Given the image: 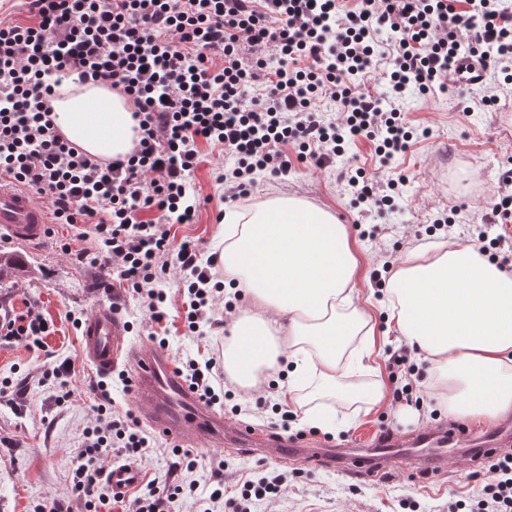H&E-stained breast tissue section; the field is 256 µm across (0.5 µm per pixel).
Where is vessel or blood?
I'll list each match as a JSON object with an SVG mask.
<instances>
[{
	"mask_svg": "<svg viewBox=\"0 0 512 512\" xmlns=\"http://www.w3.org/2000/svg\"><path fill=\"white\" fill-rule=\"evenodd\" d=\"M47 222L44 207L31 191L0 180V233L18 242H34L44 237ZM81 336L83 357L101 373H111L122 362L131 367L132 394L141 422L170 443L193 447L205 442L215 447L252 452L271 445L280 460L304 455L310 462L327 467L335 466L341 458L340 452L329 448L306 453L307 443L301 438L262 436L245 426L226 428L223 415L201 401L178 375L165 349L128 345L124 324L110 308L94 309L81 325ZM466 442L471 445L473 460L496 454L512 446V423L500 424L495 432L475 443L469 442L467 432L456 424L434 433L416 435L409 442L410 447L417 450L412 464L430 474L437 472L441 464L440 449ZM371 446V455L351 458L347 464L348 470L357 477L390 471L395 446L391 433L378 434ZM107 478L113 493L122 494L140 483L141 473L131 466L115 465L109 469Z\"/></svg>",
	"mask_w": 512,
	"mask_h": 512,
	"instance_id": "vessel-or-blood-1",
	"label": "vessel or blood"
}]
</instances>
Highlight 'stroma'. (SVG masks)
I'll use <instances>...</instances> for the list:
<instances>
[{
    "label": "stroma",
    "mask_w": 512,
    "mask_h": 512,
    "mask_svg": "<svg viewBox=\"0 0 512 512\" xmlns=\"http://www.w3.org/2000/svg\"><path fill=\"white\" fill-rule=\"evenodd\" d=\"M399 108L409 125L429 127L430 136L414 139L405 152L384 165L375 158L368 140L358 141L347 151L351 164L367 170L377 193H388L392 180L407 176L393 208L360 212L350 203L335 169L306 164L281 178L257 175L248 197L231 199L212 174L213 168L223 163V155L202 143L198 146L200 162L190 177L196 217L190 224H172L175 241H198L202 246L199 259L207 261L216 252L222 227L219 211L275 196H301L332 210L347 224L351 238L358 240L360 293L365 296L372 286L371 271L384 262H398L407 246L436 239L467 241L474 224L491 225L493 234L512 238V222H496L487 207L504 190L499 181L501 171L512 167V91L498 89L492 79L477 90L460 86L426 94L414 88ZM448 214L454 219L449 231L430 232V225ZM81 235L91 240L95 231L87 227L78 232L70 225L56 224L43 239L18 245L29 267L26 282L20 288H0V307L20 314L34 312L50 325L41 345L0 344V512H40V505L50 499L63 503L70 512H85L73 490L72 471L84 448L85 433L96 423L98 386L107 385L119 409L134 407L131 393L121 384L125 365L104 375L85 361L80 325L95 308L116 304L132 346L151 345V327L140 295L124 291L113 296L100 288L98 270L62 253V242ZM181 279V273L174 270L157 284L166 295L167 352L176 363L186 358L222 357L228 337L223 303H216L213 311L220 327L204 328L199 336L186 333ZM64 363L69 364L70 374L61 379L51 377V370ZM286 385L283 374H275L265 394L269 406L259 411L254 395L224 382L225 420L274 432L276 416L270 406ZM336 417L338 424L329 431L312 430L298 417L292 429L349 449L365 447L371 436L384 428L405 439L452 421L446 406L431 398L425 399L419 410L389 399L373 409L360 401L344 403L337 405ZM192 453L198 467L189 472L171 445L158 438L137 464L146 481L184 485L197 481L194 497L181 500V512H204L211 484L223 483L225 497L231 498L238 494L246 476L261 477L270 470L286 473L288 484L275 498L256 502L251 512H475L482 487L473 476L469 455L460 448L443 449L442 475L409 476L407 455L402 452L395 470L373 478H359L335 468L285 464L271 454L229 453L204 445L193 448Z\"/></svg>",
    "instance_id": "1"
}]
</instances>
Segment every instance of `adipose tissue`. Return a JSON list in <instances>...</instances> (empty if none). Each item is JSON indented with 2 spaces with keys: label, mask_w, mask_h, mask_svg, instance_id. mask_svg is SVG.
Wrapping results in <instances>:
<instances>
[{
  "label": "adipose tissue",
  "mask_w": 512,
  "mask_h": 512,
  "mask_svg": "<svg viewBox=\"0 0 512 512\" xmlns=\"http://www.w3.org/2000/svg\"><path fill=\"white\" fill-rule=\"evenodd\" d=\"M51 105L64 137L109 160L138 140L132 103L106 82L73 85ZM224 280L251 308L232 315L224 371L248 391L262 389L289 361L285 403L300 386L317 398L378 405L381 384L359 390L377 343H407L430 369L433 396L448 413L478 425L512 412V273L461 241L413 246L387 288L360 299V262L346 225L313 202L276 197L224 215ZM386 311L378 335L373 309Z\"/></svg>",
  "instance_id": "obj_1"
}]
</instances>
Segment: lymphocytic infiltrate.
I'll list each match as a JSON object with an SVG mask.
<instances>
[{
	"instance_id": "lymphocytic-infiltrate-1",
	"label": "lymphocytic infiltrate",
	"mask_w": 512,
	"mask_h": 512,
	"mask_svg": "<svg viewBox=\"0 0 512 512\" xmlns=\"http://www.w3.org/2000/svg\"><path fill=\"white\" fill-rule=\"evenodd\" d=\"M33 20L0 21V178L53 206L55 224H91L94 246L63 252L102 272L101 287L141 293L150 323L162 324L166 296L154 284L170 268L183 274L184 325L199 333L222 291L190 240L173 244L169 217L191 222L186 184L207 144L234 160L216 182L277 177L294 162L337 167L356 202L382 210L364 168L338 165L346 145L374 144L386 160L407 148L413 130L399 108H383L365 84L386 68L392 92L426 90L471 57L485 73L512 82V0H28ZM391 31L386 51L377 35ZM110 83L133 101L138 141L129 156L101 162L59 131L50 104L65 81ZM336 104L324 121L316 99ZM215 359H188L179 376L207 404L220 400ZM74 470L87 512L109 497L93 460L137 462L153 439L131 412L101 391L97 423ZM485 512H512V454L483 467ZM280 477L245 482L239 497L214 489L210 502L247 512L246 502L278 494ZM182 485L149 481L124 512H177Z\"/></svg>"
}]
</instances>
